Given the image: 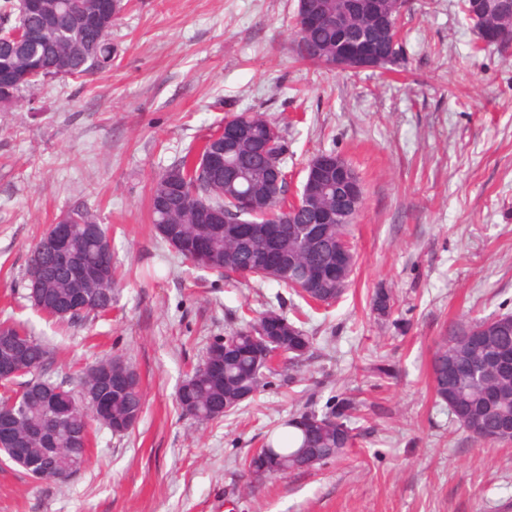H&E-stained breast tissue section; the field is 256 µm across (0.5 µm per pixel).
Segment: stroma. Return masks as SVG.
<instances>
[{"label":"stroma","mask_w":512,"mask_h":512,"mask_svg":"<svg viewBox=\"0 0 512 512\" xmlns=\"http://www.w3.org/2000/svg\"><path fill=\"white\" fill-rule=\"evenodd\" d=\"M297 2L128 0L111 68L0 110V322L55 349L54 382L119 356L144 393L127 432L94 427L68 480L0 462V512H512V444L477 442L429 379L452 326L512 312V45L474 51L458 0H408L404 65L328 71L291 49ZM244 111L278 124L294 186L322 152L362 180L356 262L332 305L194 268L154 229L152 180ZM78 200L108 229L115 286L111 313L66 324L32 305L24 272ZM270 311L308 336L301 361L220 418L185 416L178 389L213 340ZM342 398L347 456L250 483L267 435Z\"/></svg>","instance_id":"obj_1"}]
</instances>
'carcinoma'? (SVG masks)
Instances as JSON below:
<instances>
[{"label": "carcinoma", "mask_w": 512, "mask_h": 512, "mask_svg": "<svg viewBox=\"0 0 512 512\" xmlns=\"http://www.w3.org/2000/svg\"><path fill=\"white\" fill-rule=\"evenodd\" d=\"M327 12L343 17L344 27L332 24L309 25L297 11L293 17V45L303 62L321 67L336 53V48L360 32L374 26L371 13L356 7V0H317ZM389 13L388 42L403 47L401 36L403 0H381ZM123 10L122 0L107 7L106 0H3L0 3V96L9 99L0 105L7 108L20 100L23 91L56 78L83 80L112 66V25ZM248 122L245 132L235 135L220 129L210 134L201 149L187 154L158 175L150 188L152 223L161 238L177 253L200 269L217 273L246 272L270 279L295 294L306 289L305 300L332 304L343 292L336 289V245L346 238L347 227L357 214L349 213L340 223L315 224L300 222L298 212H288L285 184L269 181L268 161L258 153V142L266 146V155L278 153L281 171H286L284 147L278 126L260 113L241 112L227 120L230 126ZM248 193L262 208H270L283 216H291L281 225V242L295 263L283 275L260 274L263 251L260 239L242 244L231 235L232 225L224 216L236 207L237 196ZM67 214L72 225V249L82 260L87 275L81 288L94 294L96 302L80 307L67 316H58L60 302L71 295L75 284L67 269L55 263L40 246L29 254L25 278L28 297L37 309L59 321L73 322L98 316L112 310V249L102 244L107 229L90 237L86 226L98 220L82 202L73 203ZM212 244L211 260L201 264L192 259L197 240ZM321 265L327 275L309 284V270ZM258 319L227 334L235 345L230 358H224V346L215 345L208 361L224 367V379L211 380L195 369L178 391L182 412L198 421L219 416L215 407L224 406V398L240 390L256 392L265 379L268 366L257 360V346L252 337ZM482 319L452 329L439 345L431 361V378L435 396L448 404L459 426L480 441H499L501 430L512 420V371L492 369L490 358L504 361L512 357V324L497 330L488 329L481 348L466 343L467 333L487 325ZM279 349L291 353L292 348L308 349L309 338L301 330L290 336L283 332ZM458 357L470 363L472 373L448 380V358ZM16 358L30 378L19 382L21 395L13 412L17 415L13 428L14 447L28 448L24 463L27 472L54 475L61 465L71 466L76 474L87 459L91 443L92 422L96 421L120 434L130 429L127 420L141 414L144 397L136 370L117 357L106 358L91 366L83 375L79 389H66L39 375L54 359L47 344L25 333L17 346ZM347 399L317 416L321 425L301 428L297 419L287 426L295 433L278 436L266 442L251 456L247 472L255 482L270 477L286 476L296 470H309L328 460L345 456L354 444L352 428L347 424ZM41 448L63 449L57 460L39 452Z\"/></svg>", "instance_id": "1"}]
</instances>
